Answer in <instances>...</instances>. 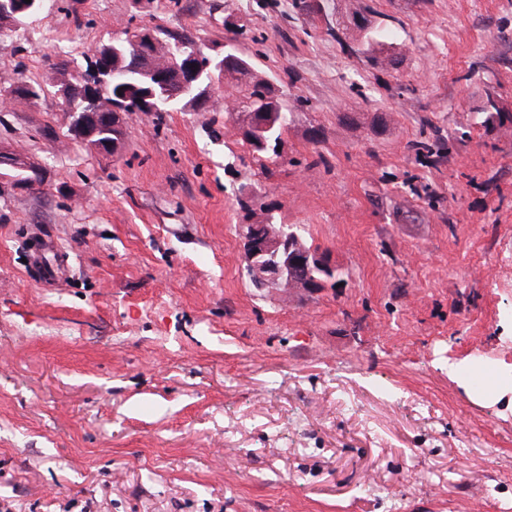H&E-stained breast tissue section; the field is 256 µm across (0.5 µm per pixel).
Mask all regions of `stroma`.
Returning <instances> with one entry per match:
<instances>
[{
  "mask_svg": "<svg viewBox=\"0 0 512 512\" xmlns=\"http://www.w3.org/2000/svg\"><path fill=\"white\" fill-rule=\"evenodd\" d=\"M46 0L0 91L128 27L234 44L293 112L263 167L211 102L125 118L0 108V512H512V0ZM391 34L398 68L345 16ZM346 275L253 288L240 201ZM62 258L58 282L35 259Z\"/></svg>",
  "mask_w": 512,
  "mask_h": 512,
  "instance_id": "obj_1",
  "label": "stroma"
}]
</instances>
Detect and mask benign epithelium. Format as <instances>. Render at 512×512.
Segmentation results:
<instances>
[{"instance_id": "obj_1", "label": "benign epithelium", "mask_w": 512, "mask_h": 512, "mask_svg": "<svg viewBox=\"0 0 512 512\" xmlns=\"http://www.w3.org/2000/svg\"><path fill=\"white\" fill-rule=\"evenodd\" d=\"M162 40L151 31H143L135 38L130 52L138 61L149 66L148 77L153 79L156 86L169 87L164 71V63L158 60V50ZM236 60L233 47H228L224 53L212 54L200 44L192 46L181 60L184 73L181 89L194 90L201 93V98L209 96V88L213 78V71L224 69V57ZM89 71H77L66 79V87L57 93L62 101V107L69 108L67 87L80 85L88 90L87 101L95 111L94 120L111 131L115 137L113 141L105 143L95 142L93 138L98 130L88 126L86 120L80 116L74 117L70 124V133L84 141L91 147L99 148L103 145L117 151L122 143L119 127L114 120L122 117L123 102L125 101L122 88H116L115 93L106 97L102 84L106 80L107 68L101 61L100 55L95 54L89 60ZM272 115L267 112H244L239 115L238 121L243 131L259 137V144H265L260 138L262 131L267 128ZM242 236L245 239L246 271L250 281L260 284L263 288H302L313 292L325 286L328 281H336V268L313 247L302 248L297 244L295 232L280 229L264 237L252 234V225H240Z\"/></svg>"}]
</instances>
